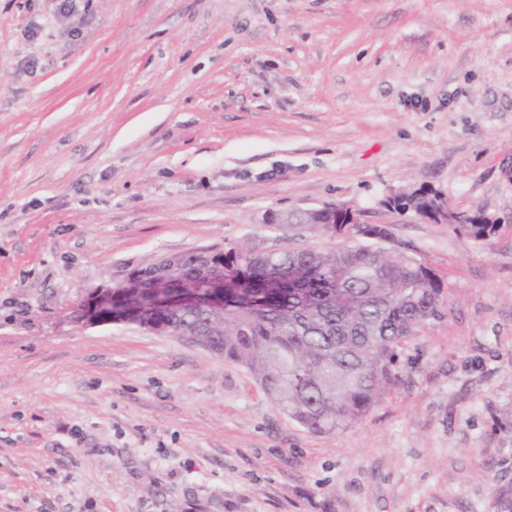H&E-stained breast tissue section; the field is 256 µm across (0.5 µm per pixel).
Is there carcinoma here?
<instances>
[{
    "label": "carcinoma",
    "instance_id": "obj_1",
    "mask_svg": "<svg viewBox=\"0 0 512 512\" xmlns=\"http://www.w3.org/2000/svg\"><path fill=\"white\" fill-rule=\"evenodd\" d=\"M429 214L433 197L421 188L408 199ZM292 239L321 232L318 224H274ZM459 237L489 238L495 224H452ZM169 272L161 302L148 285ZM122 281L98 288L99 313L155 333L193 336L197 345L248 369L288 416L315 433L361 421L398 381L399 350L420 326L444 314L441 277L402 250L371 243L335 249L277 252L227 242L174 255ZM208 280L194 301L177 304L184 287Z\"/></svg>",
    "mask_w": 512,
    "mask_h": 512
}]
</instances>
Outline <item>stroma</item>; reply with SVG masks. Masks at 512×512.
I'll return each mask as SVG.
<instances>
[{"label": "stroma", "instance_id": "obj_1", "mask_svg": "<svg viewBox=\"0 0 512 512\" xmlns=\"http://www.w3.org/2000/svg\"><path fill=\"white\" fill-rule=\"evenodd\" d=\"M0 0V512H497L512 490V0ZM426 187L489 239L380 207ZM337 203L447 307L332 434L178 337L87 324L165 255Z\"/></svg>", "mask_w": 512, "mask_h": 512}]
</instances>
